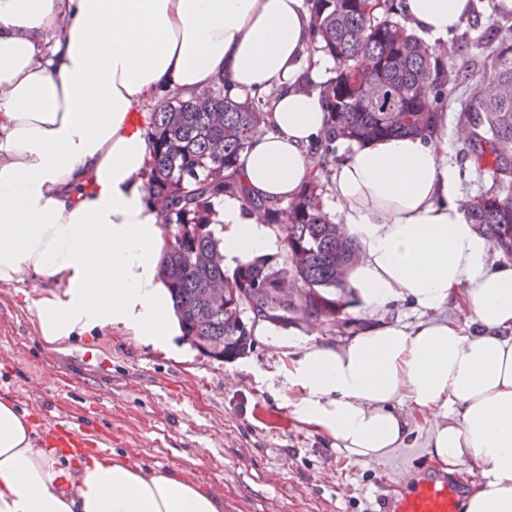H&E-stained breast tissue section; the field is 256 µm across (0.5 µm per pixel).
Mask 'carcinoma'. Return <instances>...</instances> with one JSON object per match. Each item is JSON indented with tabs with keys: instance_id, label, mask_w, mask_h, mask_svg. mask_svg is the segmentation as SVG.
<instances>
[{
	"instance_id": "obj_1",
	"label": "carcinoma",
	"mask_w": 512,
	"mask_h": 512,
	"mask_svg": "<svg viewBox=\"0 0 512 512\" xmlns=\"http://www.w3.org/2000/svg\"><path fill=\"white\" fill-rule=\"evenodd\" d=\"M313 51L331 57L334 75L320 83L303 75L297 84L319 92L326 125L312 152V181L286 206L256 203L237 171L241 153L268 131L273 95L244 100L224 94L222 80L208 99L173 97L152 112L154 157L145 174L148 200L158 209L171 242L160 262L184 337L226 361L253 344L254 313L336 326L345 305L346 277L359 252L350 236L330 230L323 195L336 144H364L389 135L427 141L448 110V88L468 74L448 66L447 56L411 32L398 0H308ZM495 92L462 109L468 155L492 174V185L465 203L466 216L492 248L512 256V28L483 36ZM240 199L245 211L281 233L285 261L265 254L224 270L223 240L215 233L217 201ZM204 258L211 276L224 281V307L199 298L207 283L196 273ZM293 281L300 296L285 301L279 289Z\"/></svg>"
}]
</instances>
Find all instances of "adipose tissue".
<instances>
[{"mask_svg":"<svg viewBox=\"0 0 512 512\" xmlns=\"http://www.w3.org/2000/svg\"><path fill=\"white\" fill-rule=\"evenodd\" d=\"M471 0H404L413 30L440 40ZM306 0H0V283L53 278L32 297L39 339L118 329L179 353L183 329L159 273L163 227L147 201L151 113L223 78L231 97L274 93L267 133L240 157L252 197L287 203L311 175L308 149L326 114L296 90L324 62ZM448 141L411 136L353 146L331 175L361 257L348 286L364 306L400 299L432 311L379 323L342 346H298L284 369L294 418L351 457L404 445L409 404L425 415L426 448L449 471L481 475L463 512H512V265L469 224L445 163ZM224 263L273 246L239 199L222 203ZM456 302L465 321L438 317ZM222 500L176 470L131 465L117 452L83 460L42 448L28 413L0 399V512H222Z\"/></svg>","mask_w":512,"mask_h":512,"instance_id":"obj_1","label":"adipose tissue"}]
</instances>
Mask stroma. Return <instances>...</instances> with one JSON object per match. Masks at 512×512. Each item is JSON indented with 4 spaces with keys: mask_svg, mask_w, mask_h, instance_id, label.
I'll use <instances>...</instances> for the list:
<instances>
[{
    "mask_svg": "<svg viewBox=\"0 0 512 512\" xmlns=\"http://www.w3.org/2000/svg\"><path fill=\"white\" fill-rule=\"evenodd\" d=\"M492 26H512V0H473L462 28L447 38L450 64L472 75L447 112V164L469 197L491 179L464 155L456 129L461 109L486 90L479 36ZM53 287L51 279L29 275L0 284V396L28 411L38 441H55L54 421L66 417L82 431L85 447L105 443L131 462L178 470L219 492L224 512H380V495L439 467L425 450L429 428L421 421L406 445L369 462L297 422L282 400L288 358L276 327L257 329L251 350L226 362L187 341L183 355L171 356L114 329L59 351L38 338L28 303ZM427 316L408 302L374 312L353 301L339 327L306 326L299 339L342 345L351 324H412Z\"/></svg>",
    "mask_w": 512,
    "mask_h": 512,
    "instance_id": "35a3bbf8",
    "label": "stroma"
}]
</instances>
